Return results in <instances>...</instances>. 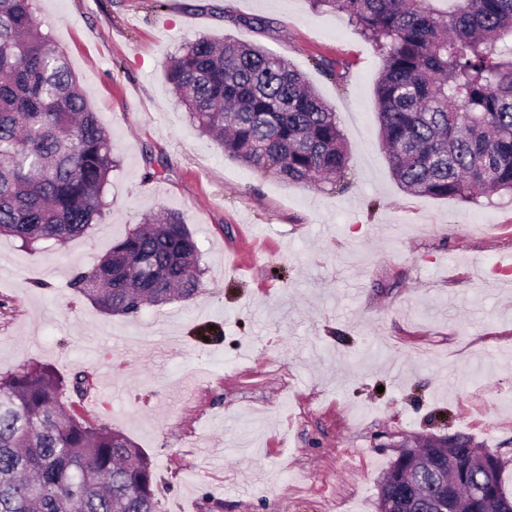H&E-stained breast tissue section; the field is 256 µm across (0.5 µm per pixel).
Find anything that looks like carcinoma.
<instances>
[{
    "instance_id": "obj_1",
    "label": "carcinoma",
    "mask_w": 512,
    "mask_h": 512,
    "mask_svg": "<svg viewBox=\"0 0 512 512\" xmlns=\"http://www.w3.org/2000/svg\"><path fill=\"white\" fill-rule=\"evenodd\" d=\"M36 0H0V235L34 246L85 233L104 215L117 161L110 135L43 34ZM339 11L382 54L377 116L403 191L477 204L512 194V0H309ZM166 78L201 134L251 169L339 189L349 152L336 112L284 58L230 37L199 38ZM201 285L196 241L176 213L146 214L70 282L109 316L189 300ZM50 367L0 376V512H157L153 464L130 438L80 418ZM477 449L460 435L449 456L414 448L378 494L394 512L440 495L468 497L484 479L465 467ZM458 467L440 486L432 469ZM500 512L512 498L494 476Z\"/></svg>"
}]
</instances>
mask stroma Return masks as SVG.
Masks as SVG:
<instances>
[{
  "mask_svg": "<svg viewBox=\"0 0 512 512\" xmlns=\"http://www.w3.org/2000/svg\"><path fill=\"white\" fill-rule=\"evenodd\" d=\"M37 8L118 165L84 235L47 249L0 235V374L87 372L77 413L152 460L158 512H377L400 444L457 433L498 450L512 495V356L497 354L512 344V197L399 187L379 137L383 59L346 15L309 0ZM203 36L306 76L348 146L346 189L279 181L200 134L165 65ZM167 211L199 249L193 299L111 317L70 288L142 215Z\"/></svg>",
  "mask_w": 512,
  "mask_h": 512,
  "instance_id": "1",
  "label": "stroma"
}]
</instances>
